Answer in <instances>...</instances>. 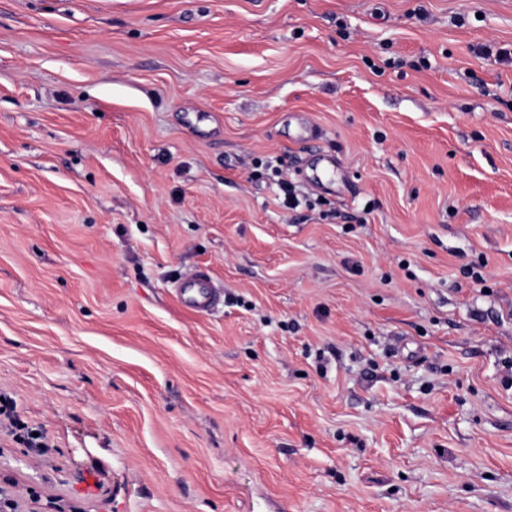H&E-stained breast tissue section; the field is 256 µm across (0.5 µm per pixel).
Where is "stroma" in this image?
Segmentation results:
<instances>
[{"mask_svg": "<svg viewBox=\"0 0 512 512\" xmlns=\"http://www.w3.org/2000/svg\"><path fill=\"white\" fill-rule=\"evenodd\" d=\"M502 48L512 0H0V495L512 512ZM210 280L202 271L186 273L180 280L178 289L185 304L197 311L206 310L212 303L213 291Z\"/></svg>", "mask_w": 512, "mask_h": 512, "instance_id": "obj_1", "label": "stroma"}]
</instances>
